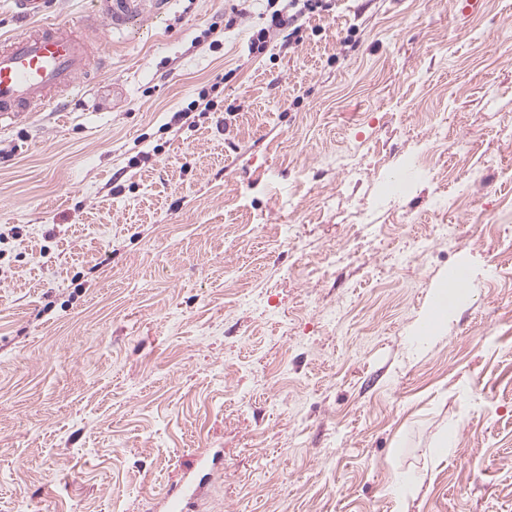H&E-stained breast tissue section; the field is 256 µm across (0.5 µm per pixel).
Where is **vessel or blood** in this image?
<instances>
[{
	"instance_id": "1",
	"label": "vessel or blood",
	"mask_w": 512,
	"mask_h": 512,
	"mask_svg": "<svg viewBox=\"0 0 512 512\" xmlns=\"http://www.w3.org/2000/svg\"><path fill=\"white\" fill-rule=\"evenodd\" d=\"M35 25L0 40V125L33 112L64 111L71 92L102 69L96 24L42 21L43 0H21ZM165 0H100L102 17L121 29L160 12Z\"/></svg>"
}]
</instances>
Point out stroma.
<instances>
[{
    "label": "stroma",
    "instance_id": "1",
    "mask_svg": "<svg viewBox=\"0 0 512 512\" xmlns=\"http://www.w3.org/2000/svg\"><path fill=\"white\" fill-rule=\"evenodd\" d=\"M328 4L260 55L264 0L100 26L93 96L0 129V512H158L209 448L191 512H512V0ZM465 287V286H464ZM436 288L428 305L427 315L413 325L412 338L420 347L430 345L440 336L450 319L460 308L466 296V288ZM425 476H397L390 486V494L395 502V512H408L409 502L413 500Z\"/></svg>",
    "mask_w": 512,
    "mask_h": 512
}]
</instances>
